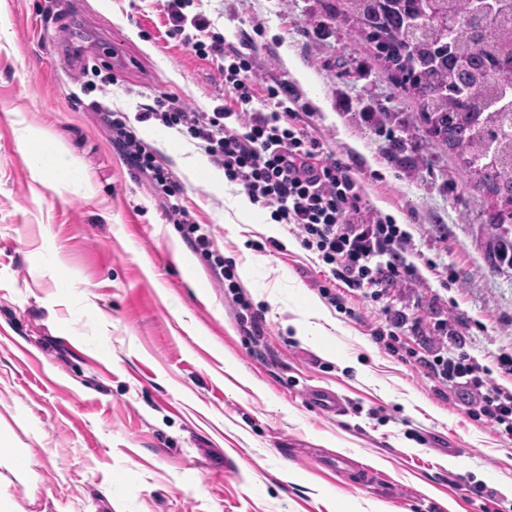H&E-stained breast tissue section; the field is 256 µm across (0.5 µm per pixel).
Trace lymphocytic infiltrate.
Segmentation results:
<instances>
[{
  "label": "lymphocytic infiltrate",
  "mask_w": 512,
  "mask_h": 512,
  "mask_svg": "<svg viewBox=\"0 0 512 512\" xmlns=\"http://www.w3.org/2000/svg\"><path fill=\"white\" fill-rule=\"evenodd\" d=\"M192 3L166 0L167 35L216 62L231 101L199 112L162 94L138 114V121L155 120L187 136L252 203L272 208L275 221L288 226L301 247L328 266L330 283L320 293L331 305L341 304L331 290L335 283L378 300L415 280L417 269L405 258L410 233L390 216L371 211L349 168L325 156L322 142L303 122L295 87L277 80L258 89L246 54L225 48L223 34L212 29L205 15L187 14ZM96 111L134 176L148 179L165 197L167 216L180 225L193 248L212 256L214 241L183 205L177 177L158 162L154 149L122 113L101 105ZM382 312L384 324L373 333L378 344L395 356L405 332L424 337L422 351H408L406 363L425 368L438 386L461 393L472 417H485L512 436V391L490 381L487 368L466 350L462 332L440 317L426 326L422 317L402 307L388 305Z\"/></svg>",
  "instance_id": "lymphocytic-infiltrate-1"
}]
</instances>
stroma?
<instances>
[{
	"label": "stroma",
	"instance_id": "35a3bbf8",
	"mask_svg": "<svg viewBox=\"0 0 512 512\" xmlns=\"http://www.w3.org/2000/svg\"><path fill=\"white\" fill-rule=\"evenodd\" d=\"M336 0H195L227 43L250 54L259 82L321 98L312 133L349 166L374 211L407 230L417 282L395 306L447 312L466 348L497 365L512 355V267L492 240L512 238L494 197L461 186L456 149L435 141L421 109L335 17ZM82 39L71 43L72 28ZM162 0H0V497L17 512H512V437L441 398L425 371L372 336L380 303L319 292L324 264L256 207L229 224L239 186L218 179L190 140L136 124L184 187L183 203L259 317L254 343L227 284L137 179L90 110L134 118L169 93L200 112L223 94L216 64L167 35ZM101 72L87 84L83 68ZM418 146L405 171L384 157V128ZM31 133L75 162L61 177L28 162ZM459 182L458 191L448 189ZM336 328L318 346L297 323L309 303ZM336 391L343 415L307 400ZM324 449L358 472L330 474ZM474 484L493 499L471 493Z\"/></svg>",
	"mask_w": 512,
	"mask_h": 512
}]
</instances>
